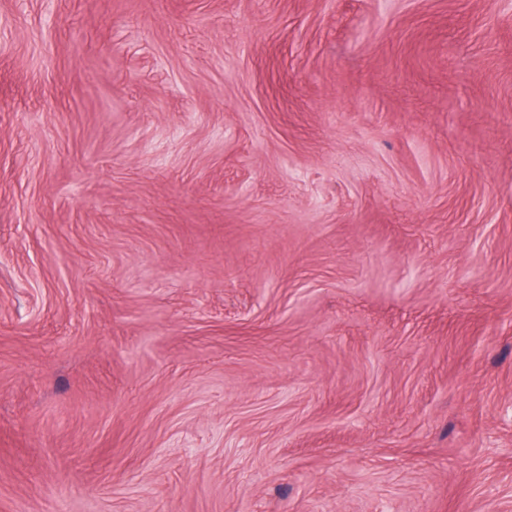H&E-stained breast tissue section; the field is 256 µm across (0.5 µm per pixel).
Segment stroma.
I'll return each mask as SVG.
<instances>
[{"instance_id":"35a3bbf8","label":"stroma","mask_w":512,"mask_h":512,"mask_svg":"<svg viewBox=\"0 0 512 512\" xmlns=\"http://www.w3.org/2000/svg\"><path fill=\"white\" fill-rule=\"evenodd\" d=\"M0 512H512V0H0Z\"/></svg>"}]
</instances>
